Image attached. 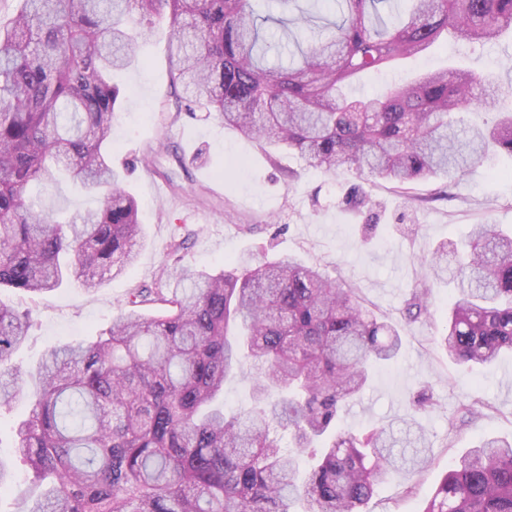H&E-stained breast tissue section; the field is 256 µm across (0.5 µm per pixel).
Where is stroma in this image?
Listing matches in <instances>:
<instances>
[{"instance_id": "stroma-1", "label": "stroma", "mask_w": 512, "mask_h": 512, "mask_svg": "<svg viewBox=\"0 0 512 512\" xmlns=\"http://www.w3.org/2000/svg\"><path fill=\"white\" fill-rule=\"evenodd\" d=\"M167 35L166 24H157L139 45L138 64L115 78L120 101L112 125V165L140 205L143 238L135 263L92 292L74 279L32 300L0 288V301L30 308L33 319L27 342L12 356L22 394L0 410V452L9 453L13 424L29 411L34 383L28 373L43 354L107 330L126 310L131 288L160 285L163 266L179 260L214 272L244 252L269 259L291 255L354 286L368 310L400 328L399 358L376 369L369 386L348 403L344 428L399 426L413 394L421 385L431 387L437 405L417 417L428 438L427 465L414 473L393 472L366 506L367 512H420L467 448L488 435L512 441V352L493 368L471 369L449 359L437 344L459 297L454 283L434 284L429 320L409 322L402 314L422 274L421 259L439 243L466 240L475 224L512 228V157L485 160L476 173L455 182L416 183L407 195L391 182L367 180L363 186L372 209L348 210L342 198L354 175H324L296 153L270 150L205 110L177 111ZM452 61L511 82L512 39L441 43L426 56L364 76L354 92L378 95L406 71L425 73ZM157 182L164 192L154 191ZM101 199V193L63 182L44 195L43 204L67 216L97 208ZM183 238L187 249L173 254L174 241ZM478 398L488 409L460 421L461 407Z\"/></svg>"}]
</instances>
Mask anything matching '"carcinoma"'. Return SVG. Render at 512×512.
Returning <instances> with one entry per match:
<instances>
[{"instance_id":"carcinoma-1","label":"carcinoma","mask_w":512,"mask_h":512,"mask_svg":"<svg viewBox=\"0 0 512 512\" xmlns=\"http://www.w3.org/2000/svg\"><path fill=\"white\" fill-rule=\"evenodd\" d=\"M262 17L258 0H22L0 23V285L31 295L64 277L88 290L123 273L142 228L135 198L112 168L111 74L135 61L146 30L167 19L171 87L247 138L298 153L326 175L379 177L408 190L465 175L490 154L512 156V91L462 66L406 78L380 97H354L366 70L418 56L441 37L491 42L512 34V0H311L324 19L293 38L288 65L262 24L316 25L317 16ZM493 108L485 125L458 115ZM64 170L101 205L61 222L29 196ZM438 245L404 307L428 319ZM455 302L438 344L459 365L489 367L512 350V236L476 224L458 259ZM158 304L157 313L144 307ZM106 335L49 349L13 456L42 491L26 512H365L394 471L426 462L416 429L397 458L382 429L339 428L371 363L396 358V325L378 320L355 288L291 256L243 253L217 274L182 267L164 287H138ZM30 313L0 302V408L17 395L11 358ZM256 372L253 406L224 412V381ZM436 406L426 386L416 412ZM288 430L284 451L274 430ZM316 464L303 482L301 455ZM421 512H512V442L468 449Z\"/></svg>"}]
</instances>
